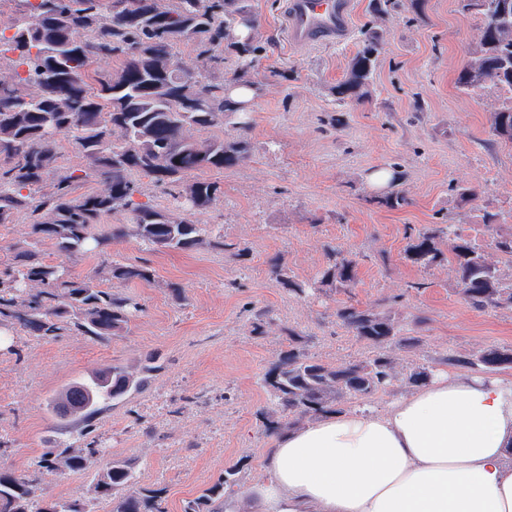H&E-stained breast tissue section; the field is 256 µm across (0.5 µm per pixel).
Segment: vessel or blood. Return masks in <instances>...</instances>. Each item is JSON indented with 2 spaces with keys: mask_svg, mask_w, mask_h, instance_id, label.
<instances>
[{
  "mask_svg": "<svg viewBox=\"0 0 512 512\" xmlns=\"http://www.w3.org/2000/svg\"><path fill=\"white\" fill-rule=\"evenodd\" d=\"M283 35L292 47L310 49L346 40L352 0H283Z\"/></svg>",
  "mask_w": 512,
  "mask_h": 512,
  "instance_id": "obj_1",
  "label": "vessel or blood"
}]
</instances>
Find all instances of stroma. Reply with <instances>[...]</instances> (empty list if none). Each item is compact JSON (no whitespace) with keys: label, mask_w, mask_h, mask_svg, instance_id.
Masks as SVG:
<instances>
[{"label":"stroma","mask_w":512,"mask_h":512,"mask_svg":"<svg viewBox=\"0 0 512 512\" xmlns=\"http://www.w3.org/2000/svg\"><path fill=\"white\" fill-rule=\"evenodd\" d=\"M346 42L294 51L282 37L280 0H249L263 47L251 74L261 89L251 126L213 128L211 138L244 137L250 145L238 166L204 171L222 193L204 210L144 190L167 213L200 224L207 242L191 251H155L132 236L112 243V257L150 269L147 282L111 278L98 253L70 263L74 276L132 297L139 305L123 336L108 343L68 333L33 341L13 328L14 342L0 350V468L25 469L49 447L55 424L45 403L62 385L86 372L128 366L149 355L160 369L147 388L102 411L88 427L102 453L95 469L129 461L141 487L164 489L167 512L238 467V484L259 473L260 460L288 420L261 384L290 348L336 367L365 360L370 348L337 318L346 305L386 312L407 341L391 348L397 379L342 409L382 411L409 396L407 377L419 365L432 372L467 373L463 360L479 350L512 346V308L478 309L464 301L449 262L419 268L404 256L407 231L445 227L449 251L456 238L471 242L512 283V258L494 240L512 234V144L491 134V115L512 105V95L487 85L464 92L459 71L482 35L481 15L459 0H394L384 16L370 0H353ZM386 29L373 76L372 96L337 103L341 81L367 23ZM397 173L407 206L380 203L372 173ZM477 187V200L460 191ZM498 222L486 227V214ZM221 241V248L210 245ZM356 253V282L320 287L301 297L283 278L317 279L332 249ZM265 326L255 331L257 314ZM278 422V430L267 422ZM94 471L48 473L42 493L94 500Z\"/></svg>","instance_id":"1"}]
</instances>
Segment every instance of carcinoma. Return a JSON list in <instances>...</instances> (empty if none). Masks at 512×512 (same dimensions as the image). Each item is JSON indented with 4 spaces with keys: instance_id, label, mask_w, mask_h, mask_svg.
Here are the masks:
<instances>
[{
    "instance_id": "1",
    "label": "carcinoma",
    "mask_w": 512,
    "mask_h": 512,
    "mask_svg": "<svg viewBox=\"0 0 512 512\" xmlns=\"http://www.w3.org/2000/svg\"><path fill=\"white\" fill-rule=\"evenodd\" d=\"M10 21L0 30V224L16 214L29 216V231L15 253L14 266L0 282V322L18 325L37 341H50L78 331L104 342L122 335L138 310L130 297L105 291L91 279L43 258L45 239L77 259L88 251L107 253L123 228L109 232L97 224L115 211L132 214V235L154 250L187 251L202 242L203 229L187 218L163 212L145 196L142 179L185 199L194 210L208 208L221 186L184 177L204 169L231 168L247 154L242 139H195L189 132L230 125L250 128L249 104L229 99L233 84L248 86L247 77L261 47L255 39H239L254 29L248 0H8ZM497 19L484 18L483 34L457 83L464 91L493 84L512 93V0H501ZM385 31L369 26L351 59L336 99L370 96ZM194 53L188 65L179 57ZM237 57L236 69L224 72V48ZM118 62L99 73L96 58ZM491 132L512 143V107L492 114ZM72 136L81 169L58 165V138ZM95 178L102 192L76 194L79 183ZM50 182V189L41 192ZM444 230L411 232L405 258L426 268L445 259L439 247ZM462 298L478 307H512V285L503 284L498 269L470 242L459 238L451 247ZM358 260L340 252L321 273L322 286L349 288ZM112 278L149 281L147 267L111 260ZM337 317L372 349L358 363L334 368L300 351L288 350L267 373L265 383L278 399L283 416L336 411L347 396L368 398L393 385L397 376L386 349L401 342L400 327L385 313L346 305ZM486 373L512 368V347H492L462 361ZM160 366L146 357L130 367L93 371L63 387L48 403L58 418V439L23 473L0 470V512H90L77 500L38 493L47 472L84 471L100 453L83 438V424L104 409L140 392ZM230 468L217 484L190 501L184 512H201L211 498L237 484ZM96 498L110 512H165L162 490L138 486L136 471L114 460L97 475Z\"/></svg>"
}]
</instances>
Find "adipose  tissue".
<instances>
[{"label": "adipose tissue", "instance_id": "ef3b65f1", "mask_svg": "<svg viewBox=\"0 0 512 512\" xmlns=\"http://www.w3.org/2000/svg\"><path fill=\"white\" fill-rule=\"evenodd\" d=\"M224 512H512V379L439 373L285 431Z\"/></svg>", "mask_w": 512, "mask_h": 512}]
</instances>
